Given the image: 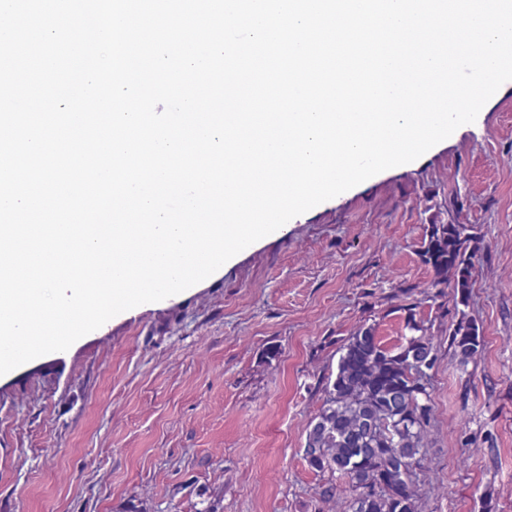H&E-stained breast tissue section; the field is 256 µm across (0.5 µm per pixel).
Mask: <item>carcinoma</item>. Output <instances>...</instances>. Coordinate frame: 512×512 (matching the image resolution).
Wrapping results in <instances>:
<instances>
[{
  "label": "carcinoma",
  "mask_w": 512,
  "mask_h": 512,
  "mask_svg": "<svg viewBox=\"0 0 512 512\" xmlns=\"http://www.w3.org/2000/svg\"><path fill=\"white\" fill-rule=\"evenodd\" d=\"M472 239L466 224H433L421 251L422 261L434 272V284L453 283L457 305H467L470 297ZM408 327L413 335L395 349L382 346L371 325L349 336L307 432L310 449L304 458L329 476L321 497H335L340 476L346 479L351 512H418L417 471L426 459L431 406L417 361H429L431 370L437 353L428 328L412 317ZM449 341L463 367L483 348L479 327L465 318Z\"/></svg>",
  "instance_id": "carcinoma-1"
}]
</instances>
